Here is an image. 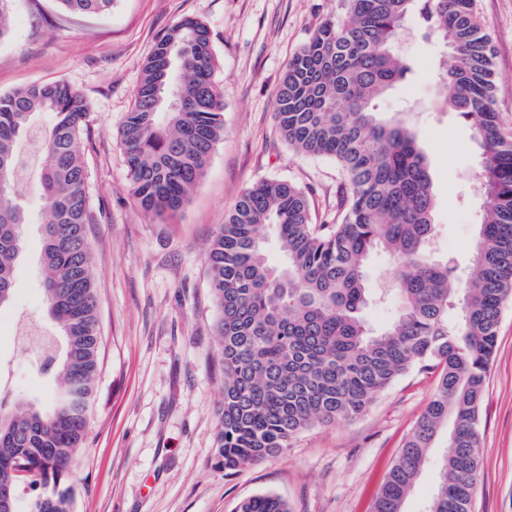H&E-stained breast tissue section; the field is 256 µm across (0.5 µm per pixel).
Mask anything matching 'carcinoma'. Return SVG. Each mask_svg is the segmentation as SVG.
<instances>
[{
  "label": "carcinoma",
  "instance_id": "1",
  "mask_svg": "<svg viewBox=\"0 0 512 512\" xmlns=\"http://www.w3.org/2000/svg\"><path fill=\"white\" fill-rule=\"evenodd\" d=\"M78 13H105L114 0H58ZM449 38L446 106L470 125L483 220L462 287L455 267L431 252L435 199L428 158L398 115L380 122L373 102L407 71L394 46L410 15ZM185 53L169 66V45ZM208 26L187 18L155 42L120 128L133 195L156 218L173 216L203 178L224 136ZM492 53L471 0H344L285 68L274 101L281 137L295 151L330 159L346 177L334 224H314L306 192L286 180L246 191L224 216L208 252L224 364L216 464L253 465L284 451L303 430L351 419L412 368L438 372L436 392L380 488L373 512H402L440 428L445 459L429 512H472L479 473V409L496 352L504 302L512 297V141L493 110ZM56 114L48 129L38 112ZM82 96L65 83L0 95V307L12 296L25 216L12 193L32 175L44 202L42 297L54 331L31 329L36 370L53 375L40 402H6L0 386V494L18 512L14 469L30 467L27 512H74L65 485L84 449L99 371L97 299L88 242L96 223L78 141L88 126ZM275 239L282 262L271 263ZM395 265L398 309L373 330L363 312L373 252ZM457 317L448 319L449 309ZM77 337L70 358L66 337ZM235 512H290L274 494Z\"/></svg>",
  "mask_w": 512,
  "mask_h": 512
}]
</instances>
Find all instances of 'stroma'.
Returning a JSON list of instances; mask_svg holds the SVG:
<instances>
[{"label": "stroma", "instance_id": "1", "mask_svg": "<svg viewBox=\"0 0 512 512\" xmlns=\"http://www.w3.org/2000/svg\"><path fill=\"white\" fill-rule=\"evenodd\" d=\"M493 50L494 108L512 138V0H473ZM341 0H115L110 13L71 15L58 0H15L10 36L0 41V95L64 82L89 108L80 148L96 216L89 228L97 284L100 371L85 449L76 461L75 512H234L263 493L291 512H372L376 493L436 389V372L412 370L361 416L308 428L257 465H215L224 365L208 246L249 187L281 179L302 187L312 221H336L342 175L331 160L289 148L272 106L290 56ZM210 31L224 136L177 218L163 223L136 204L120 127L143 62L157 38L183 19ZM404 80L375 102L384 121L401 115L431 162L436 196L433 250L458 274L471 266L483 216L475 182L478 147L470 126L444 108L443 41L406 21L396 42ZM28 222L9 306L0 309V363L13 395L42 396L50 378L29 367L14 341L17 319L47 322L39 289V188L17 191ZM481 468L473 512H512V300L504 303L496 355L479 415ZM440 431L403 512H426L449 455Z\"/></svg>", "mask_w": 512, "mask_h": 512}]
</instances>
